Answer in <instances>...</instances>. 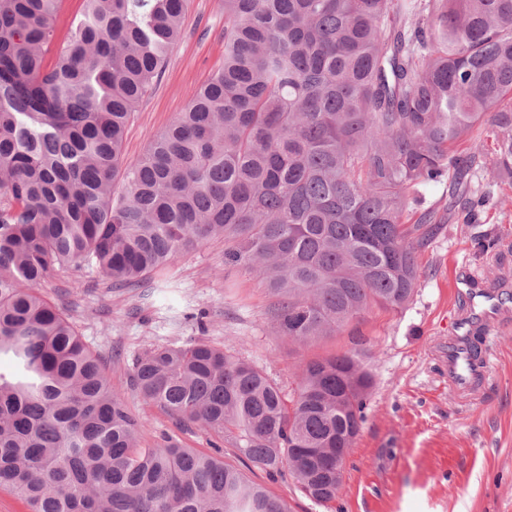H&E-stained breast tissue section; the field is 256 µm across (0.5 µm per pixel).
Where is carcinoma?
<instances>
[{"instance_id": "cac0c4a2", "label": "carcinoma", "mask_w": 512, "mask_h": 512, "mask_svg": "<svg viewBox=\"0 0 512 512\" xmlns=\"http://www.w3.org/2000/svg\"><path fill=\"white\" fill-rule=\"evenodd\" d=\"M63 3L0 0V491L29 512H290L258 470L336 500L374 385L364 352L304 363L288 394L203 338L139 356L136 394L241 469L218 443L141 447L43 284L86 266L139 285L222 239L297 343L400 311L441 223L404 227L411 192L446 174L476 216L464 176L484 126L512 169V0H224V63L128 165L127 123L187 0H83L58 43Z\"/></svg>"}]
</instances>
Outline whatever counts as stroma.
Masks as SVG:
<instances>
[{
  "instance_id": "1",
  "label": "stroma",
  "mask_w": 512,
  "mask_h": 512,
  "mask_svg": "<svg viewBox=\"0 0 512 512\" xmlns=\"http://www.w3.org/2000/svg\"><path fill=\"white\" fill-rule=\"evenodd\" d=\"M223 59V0H188L182 37L126 128L125 162L142 156ZM472 185L490 200L474 221L463 209H449L444 178L421 186L410 201V210H435L445 222L416 253L420 279L401 312L369 310L360 323L306 346L281 335L275 296L260 277L225 265L220 240L185 254L167 287L116 288L94 270L65 267L48 279L44 293L101 358L113 391L142 419L144 446L165 434L206 452L214 438L197 425L180 428L136 396L133 362L153 346L205 337L288 392L303 362L360 343L374 389L337 499L316 502L292 480L270 483L259 472L254 480L268 483L291 512H512V173L481 168ZM473 311L487 315L470 336L489 371L462 390L449 379L441 350Z\"/></svg>"
}]
</instances>
